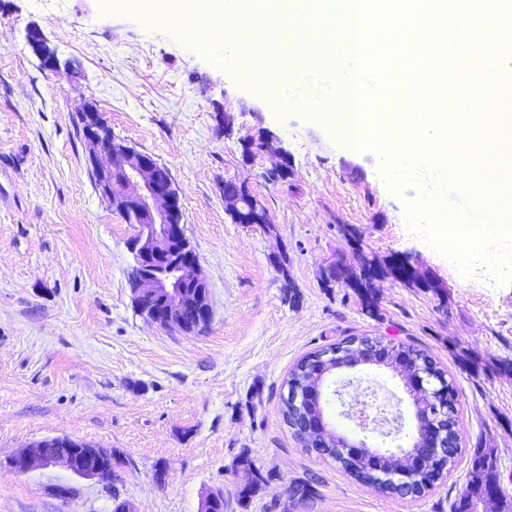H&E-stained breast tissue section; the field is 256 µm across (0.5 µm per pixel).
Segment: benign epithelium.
Returning a JSON list of instances; mask_svg holds the SVG:
<instances>
[{
  "label": "benign epithelium",
  "instance_id": "7a95c632",
  "mask_svg": "<svg viewBox=\"0 0 512 512\" xmlns=\"http://www.w3.org/2000/svg\"><path fill=\"white\" fill-rule=\"evenodd\" d=\"M28 42L41 64L48 70L59 67L55 51L42 31L29 29ZM81 132L99 195L110 207L118 206L138 224L131 240L134 269L135 305L151 322L171 331L191 334L205 327L211 317L209 290L197 272L190 241L182 221V207L172 185L169 171L153 156L136 151L116 141L96 109L89 105L81 113ZM258 149L278 159L273 171L289 168L288 152L273 134L259 142ZM107 154L111 165H98V156ZM383 364L400 367L407 372L409 391L425 397L417 437L403 459H389L385 467H376L379 483L389 485L397 494L407 497L408 481L417 476L433 480L445 460L450 434L445 408L451 388L430 364H422L371 337H353L335 347L321 351L298 370L287 383L284 401L296 421L294 435L306 448L319 454L338 451L348 468L373 461L376 450L362 441L352 448L347 440L328 428L321 405L323 387L328 375L358 364ZM68 453L45 454L44 449L58 444ZM110 451L69 437H49L21 450L7 460L14 472L24 474L35 468L62 464L74 474L98 477L102 462Z\"/></svg>",
  "mask_w": 512,
  "mask_h": 512
}]
</instances>
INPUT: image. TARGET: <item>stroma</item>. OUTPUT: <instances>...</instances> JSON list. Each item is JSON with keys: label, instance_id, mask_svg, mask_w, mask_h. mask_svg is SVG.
Here are the masks:
<instances>
[{"label": "stroma", "instance_id": "1", "mask_svg": "<svg viewBox=\"0 0 512 512\" xmlns=\"http://www.w3.org/2000/svg\"><path fill=\"white\" fill-rule=\"evenodd\" d=\"M34 25L58 70L32 54ZM302 58L293 105L278 106L135 0H0V512H112L118 500L135 512H199L210 492L223 493L224 512H283L290 483L306 477L317 497L294 512H451L478 448L494 450L512 493V283L462 276L411 231L418 183L392 191L381 151L346 154L310 108L329 95L323 72L337 51L312 45ZM88 102L117 140L170 172L210 295V321L196 334L135 309L128 244L138 228L95 187L78 119ZM269 132L291 157L276 182L262 177L274 158L242 150ZM229 176L265 203L268 224L231 220ZM396 259L436 289L387 274ZM335 262L382 267L373 307L346 280L323 284ZM353 336L424 350L457 391L465 453L422 497L355 481L304 448L283 419L298 360ZM334 382L344 394L326 413L339 433L364 436L347 409L358 399L395 424L366 435L374 447L408 446L415 406L398 374L360 365ZM55 436L111 449V482L60 465L25 474L7 466ZM244 451L265 477L245 504L235 467Z\"/></svg>", "mask_w": 512, "mask_h": 512}]
</instances>
